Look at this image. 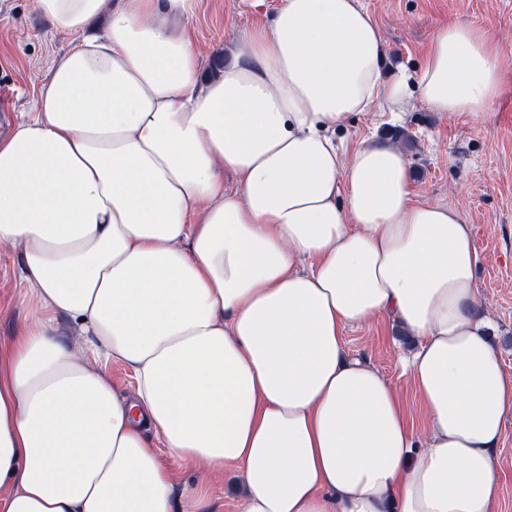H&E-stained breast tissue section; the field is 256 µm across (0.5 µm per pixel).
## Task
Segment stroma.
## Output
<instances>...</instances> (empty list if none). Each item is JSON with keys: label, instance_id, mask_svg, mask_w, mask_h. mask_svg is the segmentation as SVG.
I'll return each instance as SVG.
<instances>
[{"label": "stroma", "instance_id": "35a3bbf8", "mask_svg": "<svg viewBox=\"0 0 512 512\" xmlns=\"http://www.w3.org/2000/svg\"><path fill=\"white\" fill-rule=\"evenodd\" d=\"M279 0H201L188 29L201 57L205 78L218 75L224 47L275 10ZM380 27L386 47V72L414 71L424 61L432 34L459 21L483 29L500 53L503 94L492 121L464 114L429 111L412 100L399 115L380 109L353 115L343 134L346 147L363 139L388 138L403 151L418 200L458 207L472 224L480 253L476 281L480 304L493 314L491 339L512 370V0H361ZM74 43L52 33L36 0H0V102L11 112L0 137L25 119L48 82L55 60ZM19 270L14 254L0 252V343L26 321L18 297ZM351 353L369 358L400 390L409 425L422 431L427 416L413 387L401 376L398 357L412 341L398 326L379 321L346 329ZM175 496L205 481L210 512H231L240 489L233 471L203 475L193 463L177 466Z\"/></svg>", "mask_w": 512, "mask_h": 512}]
</instances>
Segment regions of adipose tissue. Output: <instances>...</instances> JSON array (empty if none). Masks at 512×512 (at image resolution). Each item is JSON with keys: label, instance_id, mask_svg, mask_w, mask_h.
<instances>
[{"label": "adipose tissue", "instance_id": "obj_1", "mask_svg": "<svg viewBox=\"0 0 512 512\" xmlns=\"http://www.w3.org/2000/svg\"><path fill=\"white\" fill-rule=\"evenodd\" d=\"M36 6L81 41L0 140V247L21 249L29 313L0 345V512H204V484L174 499V459L235 469V512H498L512 371L473 227L414 199L398 147L341 138L416 96L488 118L485 34L439 28L388 79L360 0H281L205 82L199 0ZM373 320L416 340L401 363L425 435L345 346ZM106 373L112 382V389L121 398H131L135 385L130 368L121 360L114 359L106 367Z\"/></svg>", "mask_w": 512, "mask_h": 512}]
</instances>
